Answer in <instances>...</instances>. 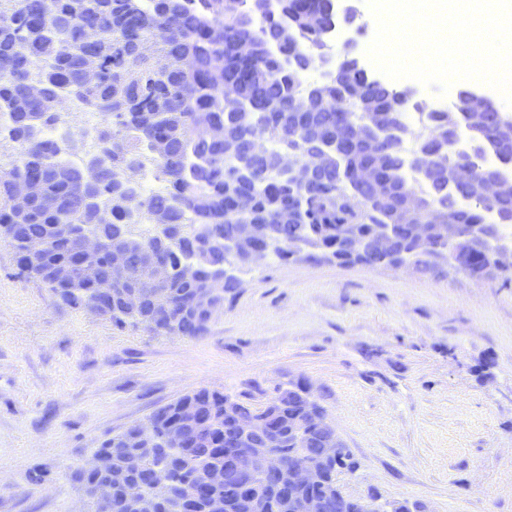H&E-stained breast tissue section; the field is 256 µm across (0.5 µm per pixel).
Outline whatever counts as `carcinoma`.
<instances>
[{
    "label": "carcinoma",
    "mask_w": 512,
    "mask_h": 512,
    "mask_svg": "<svg viewBox=\"0 0 512 512\" xmlns=\"http://www.w3.org/2000/svg\"><path fill=\"white\" fill-rule=\"evenodd\" d=\"M318 13L320 0H255L248 9L238 0H0V139L16 149L11 168L0 174V235L19 253L33 240L47 244L22 270L54 292L67 289L65 303L85 307L93 300L91 282L53 278L55 271L69 272L85 261L71 243L74 225L108 237L113 224H147L136 235L165 254L172 276L164 292L145 296L136 311L126 308L123 295L144 284L143 278L119 285L102 316L117 327L199 336L210 316L196 312L192 299L231 263L217 237L236 224L272 226L279 259L302 248L344 265L357 263L343 248L347 237L389 224L398 259L413 262L421 273L443 259L437 229L429 235L430 250L414 239V227L427 223L429 209L441 212L466 239L484 237L490 228L498 240L507 239L497 215L512 211V192L482 203L475 198L482 196L486 169L512 184V149L505 138L512 114L504 112L501 124L485 126L466 112L430 109L421 133L409 140L402 93L365 82L347 56L337 76L304 100V72L317 63L326 41L313 24ZM158 27L169 31L166 40L154 39ZM91 50L101 77L86 84L82 68ZM66 97L105 116L96 132L100 174L92 201L72 191L83 162L67 160L71 144L45 135L62 122L53 99ZM338 111L359 127L380 114L384 133L342 145L344 154L333 156L317 183L301 188L281 178L279 153L310 159L339 139ZM204 121L224 125V140L200 138ZM254 138L263 150L253 151ZM437 140L448 142L444 167L417 176L408 156L430 153ZM367 164L378 171L377 186L357 197L352 180ZM460 167L473 169L469 182L450 180ZM148 172L164 182L163 191L143 193ZM36 173L58 206L34 200L20 210L13 204L12 181ZM407 192L419 205L401 224L395 208ZM286 209L296 219L282 224ZM186 262L198 264L191 280L181 275ZM225 399L200 389L152 418L164 431L178 425L183 407L197 405L218 416ZM272 404L289 452L297 447L293 432L304 419L303 408L282 393ZM209 444L208 453L173 456L148 450L129 429L95 449L107 462L103 470L77 468L72 477L88 494L96 483L112 479V512H130L128 502L146 494L149 477L160 475L180 487L223 464L224 429L213 431ZM216 493L223 491L199 488L190 512H209Z\"/></svg>",
    "instance_id": "carcinoma-1"
}]
</instances>
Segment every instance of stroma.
<instances>
[{
	"mask_svg": "<svg viewBox=\"0 0 512 512\" xmlns=\"http://www.w3.org/2000/svg\"><path fill=\"white\" fill-rule=\"evenodd\" d=\"M196 337L116 327L21 274L0 243V512H80L72 471L202 388L263 407L311 383L351 453L350 497L512 512V273L242 269Z\"/></svg>",
	"mask_w": 512,
	"mask_h": 512,
	"instance_id": "stroma-1",
	"label": "stroma"
}]
</instances>
